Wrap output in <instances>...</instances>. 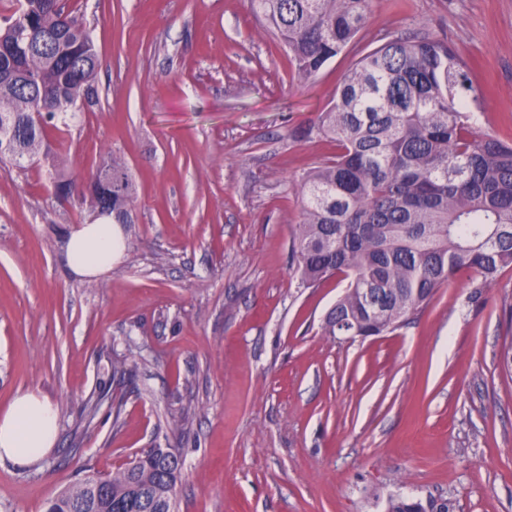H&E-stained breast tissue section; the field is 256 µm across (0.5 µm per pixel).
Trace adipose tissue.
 Wrapping results in <instances>:
<instances>
[{
    "instance_id": "ef3b65f1",
    "label": "adipose tissue",
    "mask_w": 512,
    "mask_h": 512,
    "mask_svg": "<svg viewBox=\"0 0 512 512\" xmlns=\"http://www.w3.org/2000/svg\"><path fill=\"white\" fill-rule=\"evenodd\" d=\"M120 243V225L103 219L73 225L65 249L67 263L80 276H96L111 269ZM57 435L56 405L39 391L18 392L0 411V462L35 464L53 448Z\"/></svg>"
}]
</instances>
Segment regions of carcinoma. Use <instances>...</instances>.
Instances as JSON below:
<instances>
[{
	"label": "carcinoma",
	"instance_id": "1",
	"mask_svg": "<svg viewBox=\"0 0 512 512\" xmlns=\"http://www.w3.org/2000/svg\"><path fill=\"white\" fill-rule=\"evenodd\" d=\"M252 2L302 80L357 46L370 9V0ZM102 65L75 10L60 0H15L0 18V162L25 172L39 157L52 159L51 133L68 131L84 99L97 102ZM480 97L452 44L394 37L342 75L336 102L304 131L336 145L301 179L293 238L303 286L335 275L347 282L325 316L327 335L391 333L454 275L470 273V298L478 299L512 267V143L471 124ZM102 168L112 170L107 195ZM52 183L59 201L86 206L91 223H135V184L112 153L87 183L62 175ZM182 467L174 450L150 448L110 475L86 476L44 512H175ZM385 512H448V504L397 494Z\"/></svg>",
	"mask_w": 512,
	"mask_h": 512
}]
</instances>
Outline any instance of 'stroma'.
Masks as SVG:
<instances>
[{
	"mask_svg": "<svg viewBox=\"0 0 512 512\" xmlns=\"http://www.w3.org/2000/svg\"><path fill=\"white\" fill-rule=\"evenodd\" d=\"M69 2L104 65L59 151L77 180L121 156L136 221L110 271L79 277L77 208L44 168L0 165V410L27 389L59 409L37 465L0 463V512L149 448L183 458L178 512H385L396 494L512 512V268L477 301L458 273L353 341L323 329L344 282L303 287L291 254L299 180L336 152L299 132L359 51L448 39L476 130L512 142V0H371L357 50L308 80L251 0Z\"/></svg>",
	"mask_w": 512,
	"mask_h": 512,
	"instance_id": "obj_1",
	"label": "stroma"
}]
</instances>
